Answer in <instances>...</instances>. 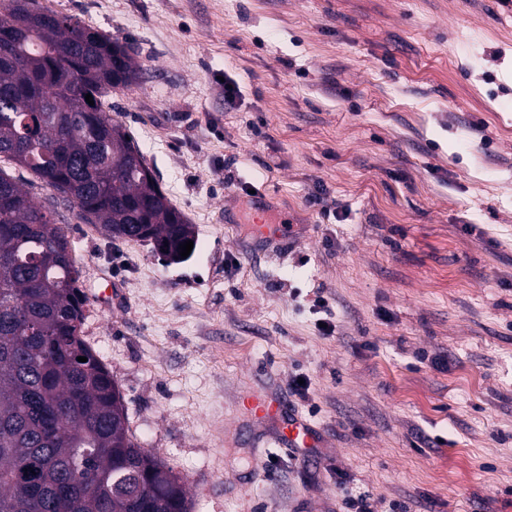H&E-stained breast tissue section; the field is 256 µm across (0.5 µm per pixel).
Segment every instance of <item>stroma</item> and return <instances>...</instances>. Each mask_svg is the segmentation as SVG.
Listing matches in <instances>:
<instances>
[{"label":"stroma","mask_w":512,"mask_h":512,"mask_svg":"<svg viewBox=\"0 0 512 512\" xmlns=\"http://www.w3.org/2000/svg\"><path fill=\"white\" fill-rule=\"evenodd\" d=\"M41 2L135 50L112 117L195 249L109 238L0 168L66 225L82 336L192 512H350L340 479L374 512H512V8ZM259 220L302 233L274 251ZM254 393L317 427L309 463L270 447L274 423L240 408Z\"/></svg>","instance_id":"35a3bbf8"}]
</instances>
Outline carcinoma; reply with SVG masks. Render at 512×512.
<instances>
[{
    "instance_id": "obj_1",
    "label": "carcinoma",
    "mask_w": 512,
    "mask_h": 512,
    "mask_svg": "<svg viewBox=\"0 0 512 512\" xmlns=\"http://www.w3.org/2000/svg\"><path fill=\"white\" fill-rule=\"evenodd\" d=\"M0 34L13 51L0 53V158L105 235L145 225L181 260L192 225L104 107L142 75L128 46L39 0H4ZM86 304L66 225L0 169V512H191L181 478L129 435L81 336Z\"/></svg>"
}]
</instances>
